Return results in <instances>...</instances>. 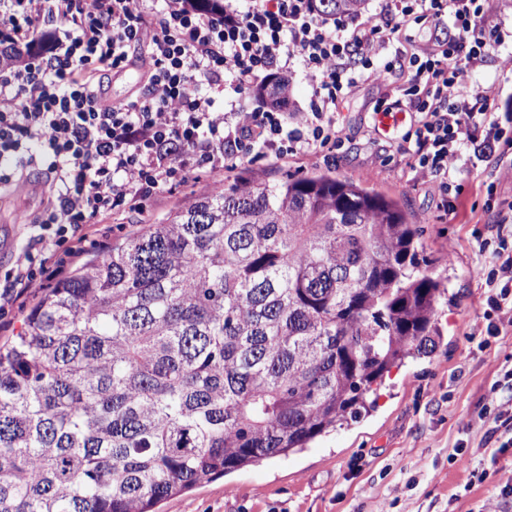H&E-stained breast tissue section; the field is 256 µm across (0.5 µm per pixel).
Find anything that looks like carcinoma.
I'll return each instance as SVG.
<instances>
[{
    "label": "carcinoma",
    "instance_id": "cac0c4a2",
    "mask_svg": "<svg viewBox=\"0 0 512 512\" xmlns=\"http://www.w3.org/2000/svg\"><path fill=\"white\" fill-rule=\"evenodd\" d=\"M420 234L399 200L326 172L252 175L72 265L0 346V512H160L359 419L436 348L447 289Z\"/></svg>",
    "mask_w": 512,
    "mask_h": 512
}]
</instances>
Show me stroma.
<instances>
[{"label":"stroma","mask_w":512,"mask_h":512,"mask_svg":"<svg viewBox=\"0 0 512 512\" xmlns=\"http://www.w3.org/2000/svg\"><path fill=\"white\" fill-rule=\"evenodd\" d=\"M406 78L398 70L388 83L365 82L341 105L346 144L339 160L260 158L220 177L239 173L277 180L328 170L399 199L421 229L419 247L431 261L428 274L448 290L437 315L440 344L430 356L392 369L360 420L336 427L302 451L201 484L165 501L162 512H481L494 502L501 512H512V497H500L512 483V447L486 439L479 416L492 385L512 367V330L486 346L472 334L483 307L481 281L472 271L473 233L493 217L485 208L479 170L461 174L456 208L444 210L431 184L415 180L411 154L392 135L374 130L375 107L400 98ZM467 81L496 111L512 113L511 58L470 67ZM43 182L41 172L29 170L0 194L5 241L0 275L21 260L36 233L34 218L47 200ZM200 192L199 184L189 181L158 193L145 211L112 214L97 225L85 253H96L97 242L110 244L160 221ZM457 450L481 462L489 474L485 482L469 484L467 474L449 464V454Z\"/></svg>","instance_id":"35a3bbf8"}]
</instances>
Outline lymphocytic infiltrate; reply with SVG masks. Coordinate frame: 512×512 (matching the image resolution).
<instances>
[{
  "label": "lymphocytic infiltrate",
  "mask_w": 512,
  "mask_h": 512,
  "mask_svg": "<svg viewBox=\"0 0 512 512\" xmlns=\"http://www.w3.org/2000/svg\"><path fill=\"white\" fill-rule=\"evenodd\" d=\"M487 0H377L374 9L327 19L313 0H224L221 11L167 0H0V47L20 55L0 74V188L19 171L45 168L52 198L36 221L22 261L0 288V316L22 288L50 283L62 256H77L95 224L136 208L168 186L244 161L343 148L337 111L359 85L410 78L383 115L409 114L403 142L414 145L413 170L431 182L442 207L471 157L491 174L512 149V114L494 112L467 86V68L512 50V31L488 25ZM58 21L64 34L32 52L35 32ZM426 27L429 39L403 54ZM142 52L146 83L112 102L104 86ZM298 63L312 86L297 112L237 109L238 99L282 64ZM223 84V111L203 87ZM476 268L486 289L489 336L512 328V202L475 237Z\"/></svg>",
  "instance_id": "lymphocytic-infiltrate-1"
}]
</instances>
